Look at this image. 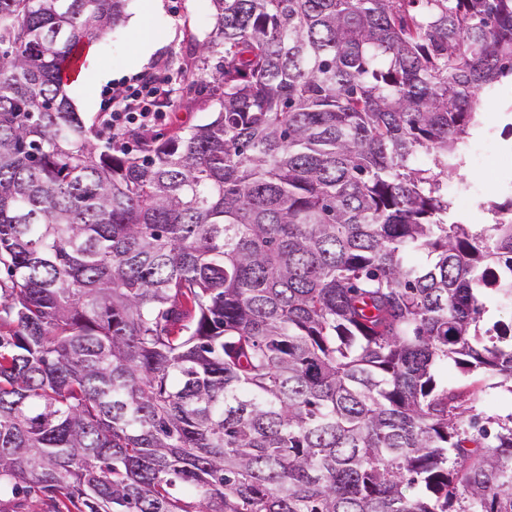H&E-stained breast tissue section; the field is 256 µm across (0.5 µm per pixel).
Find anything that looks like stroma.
Wrapping results in <instances>:
<instances>
[{
    "label": "stroma",
    "instance_id": "35a3bbf8",
    "mask_svg": "<svg viewBox=\"0 0 512 512\" xmlns=\"http://www.w3.org/2000/svg\"><path fill=\"white\" fill-rule=\"evenodd\" d=\"M160 12H153L149 0H129L126 18L92 44L99 66L110 78L70 82L69 96L86 123H100L107 112L113 88L140 75L168 74L172 81L170 107L163 109L154 122L155 131L170 133L187 130L206 123L218 112L217 98L197 94L187 83L174 80L178 65L197 63L200 47L206 42L214 25L216 9L212 0H161ZM140 16V33H133L127 20ZM153 40L156 51L142 63L136 62L138 38ZM449 384L466 388L479 396L478 410L486 416H505L512 413V395L498 389H486L476 383L474 376L452 369Z\"/></svg>",
    "mask_w": 512,
    "mask_h": 512
}]
</instances>
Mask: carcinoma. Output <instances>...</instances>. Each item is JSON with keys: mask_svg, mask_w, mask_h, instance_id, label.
Listing matches in <instances>:
<instances>
[{"mask_svg": "<svg viewBox=\"0 0 512 512\" xmlns=\"http://www.w3.org/2000/svg\"><path fill=\"white\" fill-rule=\"evenodd\" d=\"M211 121L100 146L62 76L127 0H0V497L47 512H512V0H213ZM421 486L424 493L408 490ZM481 112H485L483 115L486 118L484 120L485 126L487 125H496L495 135L497 136L500 144L502 146L511 144L512 142V135L508 134V130L505 131V136L508 138V141H506L501 136V131L503 128V120L501 117V108L498 103L493 102H483L481 106ZM490 179L497 188L510 187L512 190V149L509 152L503 150L497 155ZM449 384L456 387L466 388L470 392H477L479 396L478 412H482V416H506L512 411V398L506 392L500 389H484L483 384H474L477 380L475 375H467L456 369L448 370Z\"/></svg>", "mask_w": 512, "mask_h": 512, "instance_id": "carcinoma-1", "label": "carcinoma"}]
</instances>
